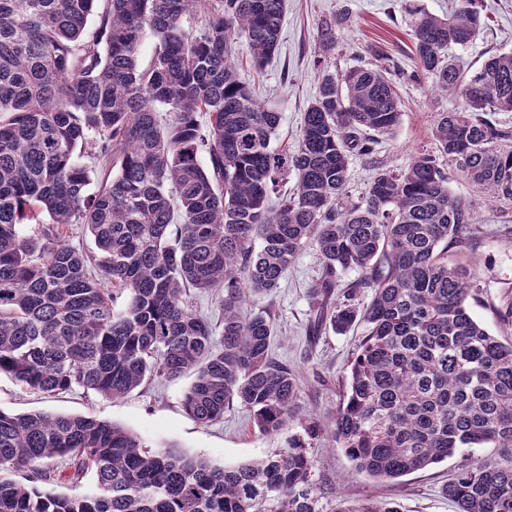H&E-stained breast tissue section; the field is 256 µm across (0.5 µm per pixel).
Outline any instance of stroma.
Returning <instances> with one entry per match:
<instances>
[{
  "instance_id": "obj_1",
  "label": "stroma",
  "mask_w": 512,
  "mask_h": 512,
  "mask_svg": "<svg viewBox=\"0 0 512 512\" xmlns=\"http://www.w3.org/2000/svg\"><path fill=\"white\" fill-rule=\"evenodd\" d=\"M455 4L456 0H286L279 47L263 67L254 66L246 43H237L234 49L240 80L261 102L281 114L272 147L294 146L323 71L367 64L371 60L368 46L377 45L397 65L401 119L392 135L379 137L373 159L351 157V198L366 191L374 174L373 162L399 168L418 152L433 149L432 129L438 113L456 110L461 101L432 90L428 80L417 77L411 10L417 6L443 16ZM479 8L485 26L476 40L458 52L470 74L478 72L490 57L512 52V0H480ZM340 13L346 20L336 29V43L324 48L321 25ZM448 188L468 206L474 229L472 249H449L448 258L469 264L475 272L476 287L469 300L473 315L491 334L512 342V325L501 324L494 312L503 296L512 291V201L497 200L454 173L448 176ZM321 269L317 251L304 248L278 288L248 295L244 306L251 313L270 314L272 354L296 377L295 416L283 434L261 433L252 411L237 402L225 409L222 420L209 425L197 422L182 406L183 395L193 381L189 373L147 381L119 400L81 389L44 394L1 374L0 409L89 414L131 430L147 446L172 443L227 467L265 459L285 447L289 435L303 434L307 423L328 420L335 412L350 358L365 334L361 325L344 334L329 329L312 334L309 291ZM306 451L315 462L310 480L318 512H338L343 506L384 500L396 502L401 512H457L442 489L460 469L512 463V456L502 449L475 448L395 480H378L355 471L343 450L334 447L329 438L307 439Z\"/></svg>"
}]
</instances>
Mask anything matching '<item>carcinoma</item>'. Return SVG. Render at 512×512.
Listing matches in <instances>:
<instances>
[{"instance_id": "carcinoma-1", "label": "carcinoma", "mask_w": 512, "mask_h": 512, "mask_svg": "<svg viewBox=\"0 0 512 512\" xmlns=\"http://www.w3.org/2000/svg\"><path fill=\"white\" fill-rule=\"evenodd\" d=\"M285 2L0 0V374L41 393L120 398L192 370L183 406L194 419L217 421L237 401L276 435L293 417L295 379L270 354V317L243 304L278 287L311 245L322 259L313 326L366 327L328 427L355 470L394 480L488 444L511 453L512 343L474 318L473 277L448 262V243L469 249L473 229L446 169L512 200V126L487 118L512 112V52L469 76L455 51L484 28L479 0H460L451 18L416 7L423 76L463 100L439 113L435 150L396 169L373 160L374 136L392 133L401 110L390 57L370 46L375 63L322 74L296 146L279 151L280 113L238 80L233 46L245 39L264 63ZM341 24L324 22V46ZM149 34L157 45L143 68ZM159 106L172 112L164 126ZM353 155L375 173L348 202ZM94 169L103 179L90 193ZM290 173L293 191L271 208ZM24 224L44 228L27 236ZM64 224L87 225L97 255L62 241ZM349 269L362 277L338 297ZM217 287L218 349L190 294ZM313 468L297 435L229 468L174 444L150 450L91 415L0 409V512H316ZM88 469L90 494L42 488ZM443 493L459 512H512V465L462 470Z\"/></svg>"}]
</instances>
